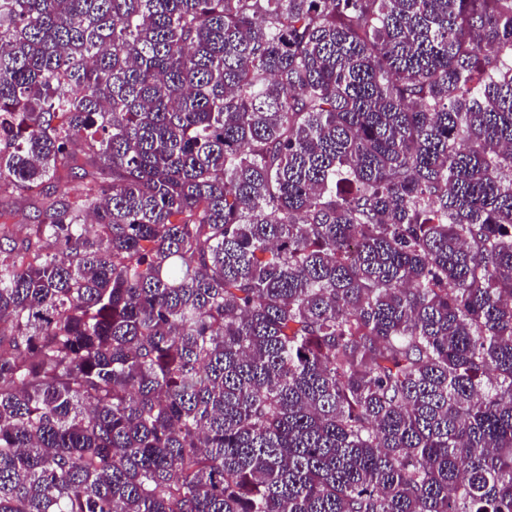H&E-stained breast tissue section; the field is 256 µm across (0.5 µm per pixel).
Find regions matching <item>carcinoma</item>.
Listing matches in <instances>:
<instances>
[{
    "mask_svg": "<svg viewBox=\"0 0 512 512\" xmlns=\"http://www.w3.org/2000/svg\"><path fill=\"white\" fill-rule=\"evenodd\" d=\"M0 512H512V0H0ZM27 199L28 195L24 192L2 198L0 210L4 213V216L0 221L9 224V227L14 229H17L18 225L21 224H32L35 213L32 208H28L29 200Z\"/></svg>",
    "mask_w": 512,
    "mask_h": 512,
    "instance_id": "1",
    "label": "carcinoma"
}]
</instances>
